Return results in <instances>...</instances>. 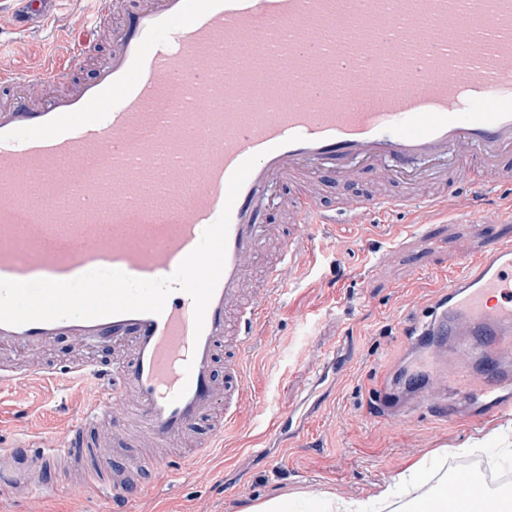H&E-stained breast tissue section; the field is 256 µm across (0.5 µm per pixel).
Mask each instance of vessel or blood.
Instances as JSON below:
<instances>
[{
	"label": "vessel or blood",
	"mask_w": 512,
	"mask_h": 512,
	"mask_svg": "<svg viewBox=\"0 0 512 512\" xmlns=\"http://www.w3.org/2000/svg\"><path fill=\"white\" fill-rule=\"evenodd\" d=\"M66 54L40 71L0 70V279L71 280L95 269L139 279L171 275L226 207L229 180L258 162L231 209L226 264L196 329L189 295L161 314L0 324V346L36 351L55 340L112 344L105 364L49 372L97 381L102 404L67 440L0 453V489L39 487L83 457L86 430L132 417L154 446L181 441L202 417L223 434L249 396L248 366L302 238L263 219L273 186L304 192L293 223L332 224L374 211H439L460 188L512 185V0H128L122 26L91 77L112 0ZM377 170L420 196L340 202L325 214L321 177L349 184ZM39 190L41 205L29 204ZM423 329L428 369L481 400V420L512 411V241L462 254ZM236 339L217 381L225 337ZM129 454L84 472L92 490L159 467ZM448 496L482 505L477 477Z\"/></svg>",
	"instance_id": "1"
}]
</instances>
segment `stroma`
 I'll return each instance as SVG.
<instances>
[{
    "label": "stroma",
    "mask_w": 512,
    "mask_h": 512,
    "mask_svg": "<svg viewBox=\"0 0 512 512\" xmlns=\"http://www.w3.org/2000/svg\"><path fill=\"white\" fill-rule=\"evenodd\" d=\"M92 8L91 0H56L44 26L29 29L21 0H0V67L39 70L65 53ZM492 240H512V223L486 224L453 207L417 228L399 213L321 226L257 339L250 397L212 451L173 450L167 466L145 476L144 492L128 489V503L59 489L40 494L41 512H242L255 499L307 491L366 499L426 460L418 484L404 492L411 498L450 463L505 466L512 461V414L448 421L418 409L396 419L375 407L381 387L400 399L430 387L418 366L429 343L418 340L417 322L430 316L458 254ZM330 355L335 375L315 384L317 363ZM111 356V344L70 339L32 353L1 349L0 365L20 377L0 381V447L62 439L98 404L94 381L25 377L32 362ZM292 408L301 434L291 440L274 434L271 421Z\"/></svg>",
    "instance_id": "stroma-1"
}]
</instances>
